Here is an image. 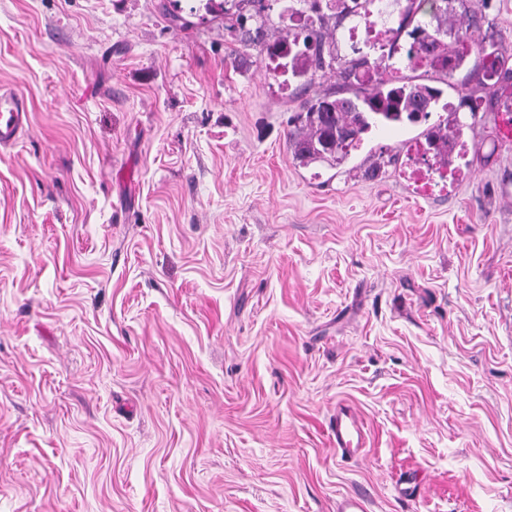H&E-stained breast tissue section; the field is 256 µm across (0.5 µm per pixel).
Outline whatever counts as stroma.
Masks as SVG:
<instances>
[{"label":"stroma","instance_id":"stroma-1","mask_svg":"<svg viewBox=\"0 0 512 512\" xmlns=\"http://www.w3.org/2000/svg\"><path fill=\"white\" fill-rule=\"evenodd\" d=\"M512 46V0H465ZM244 13L243 26L225 14ZM237 0H0V512H512V136L472 53L471 169L418 128L304 164L320 93L244 49ZM360 413L347 458L328 421ZM24 99L15 92H0V144L13 142L23 128Z\"/></svg>","mask_w":512,"mask_h":512}]
</instances>
